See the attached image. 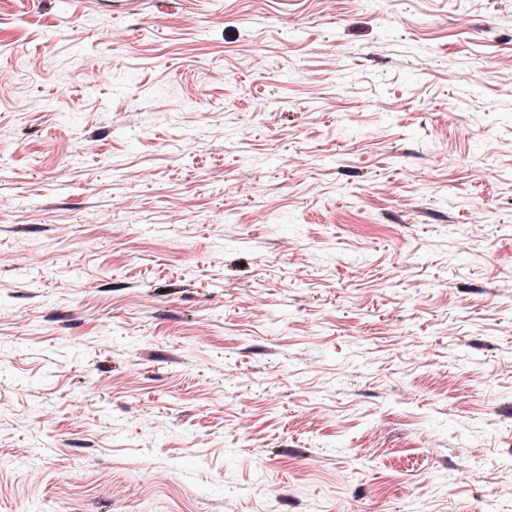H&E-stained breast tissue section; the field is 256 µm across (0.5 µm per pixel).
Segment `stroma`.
<instances>
[{
  "mask_svg": "<svg viewBox=\"0 0 512 512\" xmlns=\"http://www.w3.org/2000/svg\"><path fill=\"white\" fill-rule=\"evenodd\" d=\"M0 69V512H512V0H0Z\"/></svg>",
  "mask_w": 512,
  "mask_h": 512,
  "instance_id": "stroma-1",
  "label": "stroma"
}]
</instances>
